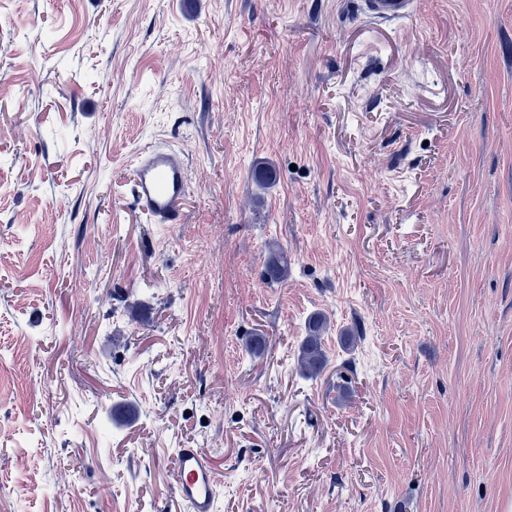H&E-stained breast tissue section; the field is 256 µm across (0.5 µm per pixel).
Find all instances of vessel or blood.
I'll return each instance as SVG.
<instances>
[{"instance_id":"obj_1","label":"vessel or blood","mask_w":512,"mask_h":512,"mask_svg":"<svg viewBox=\"0 0 512 512\" xmlns=\"http://www.w3.org/2000/svg\"><path fill=\"white\" fill-rule=\"evenodd\" d=\"M367 10L381 18L396 19L409 13L411 0H365ZM187 169L177 154L151 146L135 163L134 198L154 224H178L189 193ZM175 497L186 512H217L218 479L211 458L198 448L176 451Z\"/></svg>"}]
</instances>
